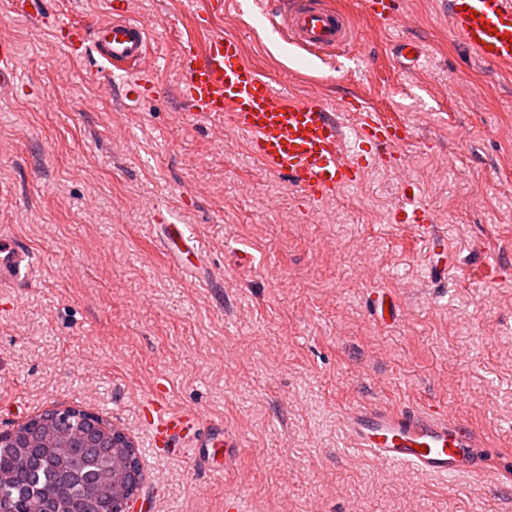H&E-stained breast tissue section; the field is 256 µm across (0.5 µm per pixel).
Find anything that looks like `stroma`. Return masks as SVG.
I'll return each instance as SVG.
<instances>
[{
	"mask_svg": "<svg viewBox=\"0 0 512 512\" xmlns=\"http://www.w3.org/2000/svg\"><path fill=\"white\" fill-rule=\"evenodd\" d=\"M207 0H130L160 58V91L128 105L98 83L94 47L72 58L37 24L0 9L21 80L0 90V229L39 262L0 297V432L59 406L112 422L142 453L140 512H512V479L451 482L351 448L352 406L433 403L507 449L512 470V70L465 56L437 0H399L378 26L360 0H326L361 36L316 58L267 33L261 12L214 20L277 90L319 94L352 136L362 98L411 139L363 182L313 203L261 171L223 120L181 121L178 32ZM402 38L423 48L410 71ZM413 185L448 245L445 282L396 214ZM204 247L193 268L172 223ZM399 302L371 317V293ZM241 447L232 463L153 458L141 399L157 380Z\"/></svg>",
	"mask_w": 512,
	"mask_h": 512,
	"instance_id": "obj_1",
	"label": "stroma"
}]
</instances>
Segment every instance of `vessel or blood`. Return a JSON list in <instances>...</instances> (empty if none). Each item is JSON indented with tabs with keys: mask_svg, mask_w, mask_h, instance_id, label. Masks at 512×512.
Here are the masks:
<instances>
[{
	"mask_svg": "<svg viewBox=\"0 0 512 512\" xmlns=\"http://www.w3.org/2000/svg\"><path fill=\"white\" fill-rule=\"evenodd\" d=\"M255 3L275 33L315 56L335 55L357 38L349 15L328 7L325 0H239L243 8ZM0 5L42 23L69 50L93 41L108 65L107 75L122 79L124 97L133 105L158 94L148 55L150 32L130 17L129 0H107L108 19L94 23L74 21L52 9L47 0H0ZM440 5L462 50L480 63L512 68V0H440ZM365 9L381 26L398 18L397 0H365ZM213 16L210 9L197 15L199 27L210 32L204 45L188 39L181 44L179 65L186 75L182 97L187 107L182 120L224 116L234 132L246 136L250 152L263 168L284 176L306 198L320 202L358 185L387 148L410 139L409 126L385 122L377 111L354 99L346 109L357 121L355 143L346 147L343 131L323 97H296L277 90L246 60L235 34L213 31ZM19 76L20 61L13 46L1 44L0 88L12 87ZM400 221L410 225L433 252L445 251V239L430 232L431 215L424 206L407 201ZM36 274L33 253L14 237L0 234V288L32 282ZM143 418L156 457L196 456L219 442L228 448L239 445L229 435L202 433L198 412L171 407L160 385L145 405ZM341 426L353 448L432 477L453 480L489 471L483 434L439 405L355 406L342 413Z\"/></svg>",
	"mask_w": 512,
	"mask_h": 512,
	"instance_id": "obj_1",
	"label": "vessel or blood"
}]
</instances>
